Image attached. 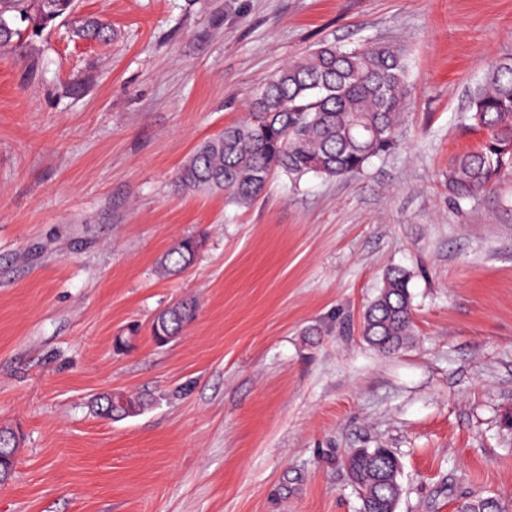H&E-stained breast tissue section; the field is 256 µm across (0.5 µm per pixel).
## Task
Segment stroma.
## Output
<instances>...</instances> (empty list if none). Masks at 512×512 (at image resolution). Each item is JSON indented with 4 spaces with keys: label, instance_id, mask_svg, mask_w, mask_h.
Returning <instances> with one entry per match:
<instances>
[{
    "label": "stroma",
    "instance_id": "1",
    "mask_svg": "<svg viewBox=\"0 0 512 512\" xmlns=\"http://www.w3.org/2000/svg\"><path fill=\"white\" fill-rule=\"evenodd\" d=\"M0 50V425L19 430L0 512H359L357 448L402 463L397 512H512V177L455 204L448 162L512 0H76ZM399 49L400 146L351 179L274 178L255 203L179 190L202 139L316 45ZM199 235L194 267L157 273ZM413 336L361 335L387 270ZM194 298L165 345L154 316ZM145 393L112 421L91 399ZM457 512H507L500 501L482 493H473L457 507Z\"/></svg>",
    "mask_w": 512,
    "mask_h": 512
}]
</instances>
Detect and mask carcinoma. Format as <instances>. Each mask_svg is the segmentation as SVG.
<instances>
[{
    "mask_svg": "<svg viewBox=\"0 0 512 512\" xmlns=\"http://www.w3.org/2000/svg\"><path fill=\"white\" fill-rule=\"evenodd\" d=\"M74 0H0V47L21 39L24 29L44 30L69 19L82 39L106 41L111 29L94 17H72ZM407 75L404 56L368 42L354 48L322 43L273 74L253 99L248 116L201 141L177 174L183 190L222 192L236 204H251L272 177L297 182L308 174L338 179L363 171L371 158L399 145L401 88ZM465 119L485 132L480 146L448 163V192L457 201L493 192L512 173V59L494 61L471 94ZM202 238L186 236L158 260L160 272L177 276L194 265ZM197 303L184 300L154 320V337L168 341L194 319ZM408 277L391 269L370 302L362 335L377 349L399 350L412 335ZM102 418L115 414L110 394L92 401ZM20 436L0 426V472L13 474ZM356 481L360 512H388L402 495L401 463L389 448H359L346 458ZM457 512H506L492 496L473 493Z\"/></svg>",
    "mask_w": 512,
    "mask_h": 512,
    "instance_id": "obj_1",
    "label": "carcinoma"
}]
</instances>
